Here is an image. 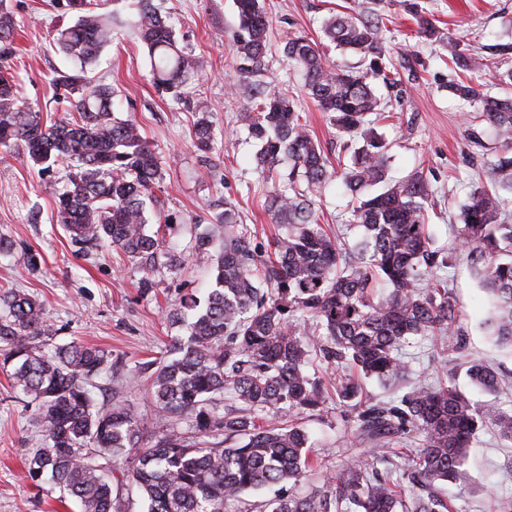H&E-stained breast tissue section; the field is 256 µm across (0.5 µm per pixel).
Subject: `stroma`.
Returning <instances> with one entry per match:
<instances>
[{
  "instance_id": "obj_1",
  "label": "stroma",
  "mask_w": 512,
  "mask_h": 512,
  "mask_svg": "<svg viewBox=\"0 0 512 512\" xmlns=\"http://www.w3.org/2000/svg\"><path fill=\"white\" fill-rule=\"evenodd\" d=\"M16 22L14 54L8 64L23 97L39 107L44 120L64 115V105L51 84L55 72H70L74 62L54 43L57 29L75 24L78 14L68 0H4ZM130 0H104L113 17V40L100 53L93 77L112 84L118 117L136 121L164 168L162 211H149L148 229L163 237L169 249L188 253L178 267L157 266L154 286L142 290L140 261L115 246L85 249L72 242L56 208L65 179L63 167L44 172L20 163L0 150V289L13 288L39 302L57 330L53 341H80L109 354L96 378L98 402L120 394L125 405L155 427L148 385L135 377V364L165 355L185 330L172 315L182 298L210 288L214 252L195 253V226L214 200H234L241 223L247 224L272 256L278 227L264 207L266 195L282 177L264 178L256 170L257 147L249 139L248 105L230 85L231 46L238 17L234 0H153L172 25L180 46L192 50L202 75L192 100L205 102L215 140L211 149L193 144L194 116L187 103L157 92L147 52L133 28ZM269 15L266 53L258 82L287 88L298 95L314 138L330 162L345 157L346 139L328 117L302 94L303 77L282 52L292 33L321 40V26L344 0H264ZM440 28L476 46L512 41V0H426ZM387 45L398 82L379 88L384 109L377 131L389 143L391 174L405 179L423 174L433 199L428 228L435 249L448 257L445 275L459 310L462 330L459 360L447 366L448 376L468 389L466 360L479 358L512 381V354L500 350L479 327L490 304L472 276L470 260L458 245L456 224L462 206L477 187L486 185L498 145L475 107L450 94L446 43L418 37L417 26L401 6L391 9ZM320 222L341 242L353 243L347 230L349 198L336 182H328L316 200ZM310 435L312 453L321 467L305 478L303 488L322 484L347 459L362 453L349 409L327 403L322 411L300 415ZM41 430L31 410L16 399L9 379L0 372V512H79L74 502L60 503L52 484L37 489L22 479L26 458L41 447ZM438 495L457 512H497L500 500L512 495V442L495 429L480 432L463 475L455 483L437 485Z\"/></svg>"
}]
</instances>
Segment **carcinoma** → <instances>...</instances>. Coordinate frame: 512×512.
Returning a JSON list of instances; mask_svg holds the SVG:
<instances>
[{
    "mask_svg": "<svg viewBox=\"0 0 512 512\" xmlns=\"http://www.w3.org/2000/svg\"><path fill=\"white\" fill-rule=\"evenodd\" d=\"M398 3L420 36L447 43L448 91L478 105L499 144L491 186L475 189L461 210L458 241L492 303L483 330L512 347V215L503 197L512 195V98L491 97L474 80L498 66L494 56L445 35L419 0H370L324 20L329 41L361 55L357 70L330 63L305 35L285 37L283 53L303 71L304 93L338 133L358 141L350 164L331 172L293 93L251 81L263 64L268 16L263 0H235L232 69L239 76L235 92L250 105L256 166L270 174L288 163L287 181L265 199L282 230L273 242L275 259L264 258L235 208L224 203L217 217L224 244L205 305L183 298L181 307L195 312L185 336L169 355L135 365L134 373L150 381L162 422L151 432L122 402L95 399L89 385L108 364L104 350L76 342L50 347L56 330L42 306L27 294L0 291V368H11L13 386L34 407L44 437L25 462L28 481L59 485L81 512H125L123 495L132 489L144 512H224L227 502L261 489L274 490V497L239 512H452L435 482L459 479L486 424L512 440V407H481L446 378L420 380L389 400L374 401L364 391L365 378L388 382L411 372L406 348L417 336L445 339V363L460 346L456 303L448 278L439 275L448 258L432 248L427 231L432 189L421 175L388 176L387 146L369 120L382 111L375 84L396 83L383 27ZM69 5L79 12L77 22L57 30L55 42L80 69L53 77L70 112L46 125L3 65L13 54L15 22L0 4V147L21 146L24 158L44 170L69 168L57 211L76 243L118 246L149 271L162 258L181 264L186 256L146 230L147 205L160 204V161L137 123L114 115L113 88L86 74L111 40V21L97 0ZM133 6L155 86L175 101L187 99L200 77L198 61L179 47L153 0ZM194 114L196 144L205 150L209 110L199 103ZM333 176L351 197V223L362 228L351 247L331 238L315 210ZM316 359L336 372L330 393L323 378L308 373ZM467 376L486 393L503 384L495 368L478 362ZM223 398L229 404L219 405ZM329 400L355 413L365 454L304 495L299 485L320 462L296 418ZM185 419L189 433L179 428ZM402 438L418 440V448L400 455ZM395 456L404 460L408 488L378 469Z\"/></svg>",
    "mask_w": 512,
    "mask_h": 512,
    "instance_id": "obj_1",
    "label": "carcinoma"
}]
</instances>
